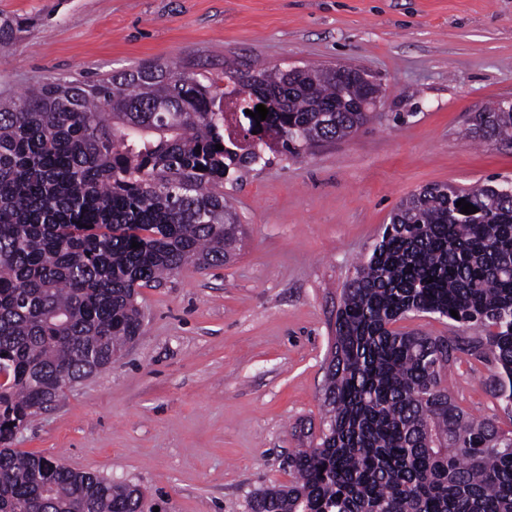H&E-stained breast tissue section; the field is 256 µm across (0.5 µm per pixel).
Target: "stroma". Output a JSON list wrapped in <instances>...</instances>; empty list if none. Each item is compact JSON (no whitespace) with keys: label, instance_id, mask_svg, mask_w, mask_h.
I'll return each instance as SVG.
<instances>
[{"label":"stroma","instance_id":"35a3bbf8","mask_svg":"<svg viewBox=\"0 0 512 512\" xmlns=\"http://www.w3.org/2000/svg\"><path fill=\"white\" fill-rule=\"evenodd\" d=\"M0 13L18 27L0 55L6 95L149 60L217 80L230 63L345 65L381 83L357 135L304 158L270 139L225 177L244 228L235 256L140 289V336L13 442L139 485L162 512H250L322 426L342 290L400 202L431 184L512 181V143L462 135L512 99V0H0ZM488 375L462 362L450 388L511 430Z\"/></svg>","mask_w":512,"mask_h":512}]
</instances>
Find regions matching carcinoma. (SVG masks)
Segmentation results:
<instances>
[{
  "instance_id": "cac0c4a2",
  "label": "carcinoma",
  "mask_w": 512,
  "mask_h": 512,
  "mask_svg": "<svg viewBox=\"0 0 512 512\" xmlns=\"http://www.w3.org/2000/svg\"><path fill=\"white\" fill-rule=\"evenodd\" d=\"M16 34L0 15V48ZM224 77L221 89L152 60L0 96V512H154L135 484L12 448L15 432L66 381L121 356L141 330L138 289L231 258L240 221L217 188L260 159L256 125L304 157L369 122L358 108L374 89L356 68ZM259 104L269 112L258 123L245 111ZM467 134L512 141V112H479ZM505 189L434 186L402 201L343 289L322 429L288 456L290 482L256 492L251 512H512V430L472 419L448 385L465 356L512 405ZM461 198L478 212L462 213ZM422 314L477 332L397 326Z\"/></svg>"
}]
</instances>
